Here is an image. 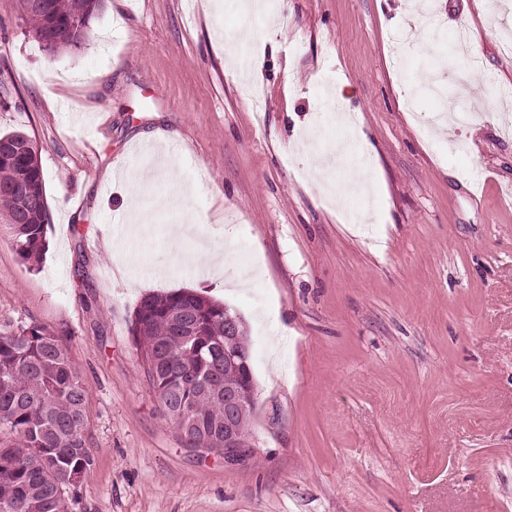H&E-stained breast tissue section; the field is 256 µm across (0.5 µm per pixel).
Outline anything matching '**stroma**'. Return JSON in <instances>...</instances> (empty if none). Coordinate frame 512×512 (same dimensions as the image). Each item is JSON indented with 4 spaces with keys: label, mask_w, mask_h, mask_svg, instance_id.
<instances>
[{
    "label": "stroma",
    "mask_w": 512,
    "mask_h": 512,
    "mask_svg": "<svg viewBox=\"0 0 512 512\" xmlns=\"http://www.w3.org/2000/svg\"><path fill=\"white\" fill-rule=\"evenodd\" d=\"M215 2L105 0L52 53L0 0V134L50 215L37 271L0 233V329L62 335L88 390L72 512H512V14L425 0L396 55L411 0ZM356 122L371 160L315 165ZM360 169L367 218L334 197ZM179 288L250 328L244 464L183 447L144 374L133 311Z\"/></svg>",
    "instance_id": "1"
}]
</instances>
